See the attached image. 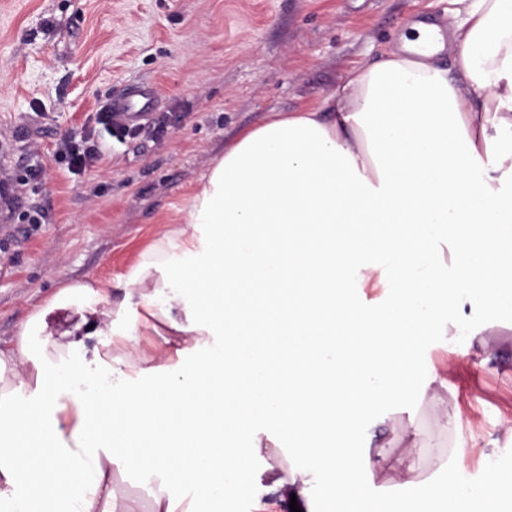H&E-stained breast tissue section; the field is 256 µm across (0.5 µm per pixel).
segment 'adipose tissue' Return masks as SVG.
<instances>
[{
    "label": "adipose tissue",
    "instance_id": "adipose-tissue-1",
    "mask_svg": "<svg viewBox=\"0 0 512 512\" xmlns=\"http://www.w3.org/2000/svg\"><path fill=\"white\" fill-rule=\"evenodd\" d=\"M510 303L512 0H465L243 130L125 274L63 282L0 347V507L208 512L244 481L259 512L351 499L387 466L358 432L428 388L415 337ZM129 470L161 479L149 503Z\"/></svg>",
    "mask_w": 512,
    "mask_h": 512
}]
</instances>
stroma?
I'll use <instances>...</instances> for the list:
<instances>
[{"label": "stroma", "mask_w": 512, "mask_h": 512, "mask_svg": "<svg viewBox=\"0 0 512 512\" xmlns=\"http://www.w3.org/2000/svg\"><path fill=\"white\" fill-rule=\"evenodd\" d=\"M453 0H0V344L64 280H113L136 263L159 222L173 220L192 185L244 129L272 113L320 103L347 72L396 46L417 21L448 23ZM152 89L165 133L142 127L107 139L82 175L56 161L66 134L91 125L128 86ZM44 171L42 181L29 169ZM46 214L31 224L33 210ZM476 338L416 337L439 380L390 408L408 427L387 436V476L413 465L394 493L416 512H450L432 483L512 481V308L478 309ZM460 421H452V408ZM464 468L435 470L449 451ZM366 478L350 500L318 512H385L393 493Z\"/></svg>", "instance_id": "obj_1"}]
</instances>
